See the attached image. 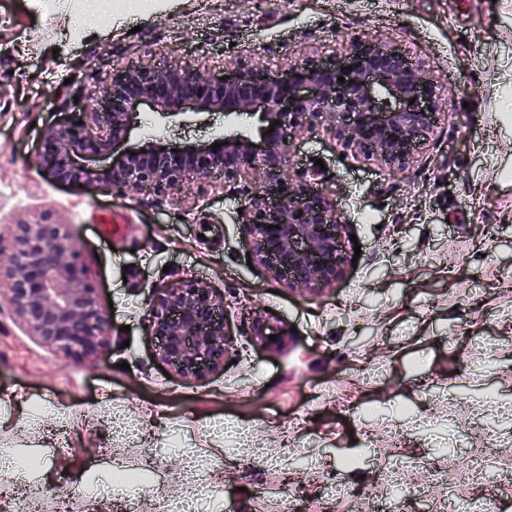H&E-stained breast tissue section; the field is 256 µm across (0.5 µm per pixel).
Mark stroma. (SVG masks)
<instances>
[{
    "mask_svg": "<svg viewBox=\"0 0 512 512\" xmlns=\"http://www.w3.org/2000/svg\"><path fill=\"white\" fill-rule=\"evenodd\" d=\"M106 0L86 23L87 0H0V250L9 227L66 224L111 333L92 358L57 353L20 324L0 287V456H43L0 493V512L43 492V512H128L111 467L138 483V512L190 495L179 454L193 449L213 494L205 512H282L287 494L324 512H351L365 488L328 499L324 482L371 446L403 448L434 466L512 433L488 396L512 407V0ZM378 37L424 63L448 95L428 149L404 171L343 152L321 127L295 141L288 174L335 199L360 249L336 287L303 294L253 264L238 209L252 187L191 182L163 195L88 193L43 169L44 130L83 120L89 90L112 69L176 60L219 78L228 63L284 68L289 58L344 54ZM257 136V119L220 112L165 117L140 107L123 146H206L216 132ZM208 283L224 300L231 347L203 380L165 376L148 328L152 287ZM280 337L264 348L252 325ZM479 347H472V340ZM383 365L373 381L356 370ZM123 416L122 427L107 419ZM278 454L299 436L320 459V479L297 468L254 479L234 436Z\"/></svg>",
    "mask_w": 512,
    "mask_h": 512,
    "instance_id": "1",
    "label": "stroma"
}]
</instances>
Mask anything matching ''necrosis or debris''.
<instances>
[{
    "mask_svg": "<svg viewBox=\"0 0 512 512\" xmlns=\"http://www.w3.org/2000/svg\"><path fill=\"white\" fill-rule=\"evenodd\" d=\"M375 454L372 466L342 467L326 486L328 496L342 498L352 487L365 483L371 493L357 502L354 512H368L371 503L380 499L388 512H397L402 501L389 492L403 485L409 495L425 498L429 512H493L494 503L466 498V490L491 473L501 479L512 476V440L507 438L498 440L494 449L472 448L439 467L425 466L396 448H379Z\"/></svg>",
    "mask_w": 512,
    "mask_h": 512,
    "instance_id": "obj_1",
    "label": "necrosis or debris"
}]
</instances>
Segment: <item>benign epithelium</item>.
<instances>
[{
	"mask_svg": "<svg viewBox=\"0 0 512 512\" xmlns=\"http://www.w3.org/2000/svg\"><path fill=\"white\" fill-rule=\"evenodd\" d=\"M88 98L96 108L82 123L46 130L41 162L49 174L91 194L110 189L163 194L191 177L233 179L247 170L253 190L241 203L240 217L253 259L271 277L317 294L333 290L343 275L346 225L332 198L287 177L296 136L328 126L344 148L402 171L433 134L435 115L443 108L425 66L379 38L352 42L342 57L290 59L283 75L239 63L226 66L221 80L204 68L188 70L177 63L128 67L102 80ZM144 102L164 114L192 105L226 118L256 116L259 141L220 134L215 151L155 147L125 153L104 169L77 162L124 141ZM10 237V249L0 251V285L19 321L42 344L76 362L96 355L109 339L110 320L66 225L13 224ZM223 306L221 297L194 279L153 290L150 333L158 339L159 357L180 376L202 380L224 368Z\"/></svg>",
	"mask_w": 512,
	"mask_h": 512,
	"instance_id": "7a95c632",
	"label": "benign epithelium"
}]
</instances>
